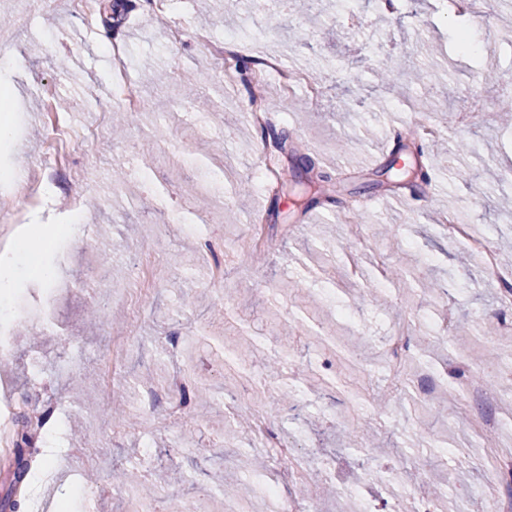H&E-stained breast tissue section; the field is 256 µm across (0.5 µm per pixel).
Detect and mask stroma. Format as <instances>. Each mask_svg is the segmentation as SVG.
Masks as SVG:
<instances>
[{
  "label": "stroma",
  "mask_w": 512,
  "mask_h": 512,
  "mask_svg": "<svg viewBox=\"0 0 512 512\" xmlns=\"http://www.w3.org/2000/svg\"><path fill=\"white\" fill-rule=\"evenodd\" d=\"M1 16L0 90L14 93L15 139L0 146V195L17 170L42 162L51 119L99 130L66 157L84 181L39 183L35 201L19 203L29 226L69 229L42 243L55 277L16 261L10 304L43 307L45 317L37 325L13 318L15 342L0 356V396L52 409L57 423L55 456L34 468L44 512H130L131 501L143 499L166 512L173 497L196 499L206 512H247L250 496L225 502L222 485L256 487L277 473L226 414L224 400L236 394L295 448L311 512H390L400 501L416 512L428 496L435 512H486L483 458L512 447V437H485L467 419L487 411L512 424V387L489 403L467 390L485 362L512 370V330L499 322L498 289L480 257L461 261L464 248L449 241L442 218L461 214L498 256L512 257V212L500 207L512 197V129L497 113L455 126L472 94L497 96L512 76V24L496 10L446 15L437 0H397L388 9L383 0H359L354 13L326 18L301 0H280L257 21L288 67L310 70L323 94L313 104L304 90L286 95L267 81L260 99L276 120L264 129L245 118L249 85L222 79L197 39L202 31H242L239 0H170L160 17L129 0L110 32L100 22L87 28L69 0H44L36 10L0 0ZM115 41L143 99L119 138L107 120ZM429 42L441 55L422 54ZM408 67L436 78L422 89H376L378 69ZM423 93L443 136L398 142ZM199 95L213 108L199 110ZM281 133L283 167L304 153L339 170L331 202L308 208L261 185L266 145ZM463 141L471 151H459ZM393 161L428 171L424 194L396 188ZM215 178L222 197L187 190ZM356 200L368 233L362 244L343 221ZM253 217L259 226H250ZM177 218L193 232L175 231ZM203 237L221 245L220 255L202 250ZM219 256L218 288L209 270ZM425 281L443 293H423ZM62 284L67 293L52 298ZM327 290L334 300L324 298ZM444 312L447 335L438 322ZM408 317L420 330L403 387L380 390L382 346ZM118 331L136 338L121 386L127 426L113 424L112 404L97 392V361ZM162 336L187 345L188 387L209 390L208 405L169 390ZM76 347L82 367L63 370ZM144 368L160 392L150 406L136 378ZM117 463L136 473V484H113Z\"/></svg>",
  "instance_id": "1"
}]
</instances>
